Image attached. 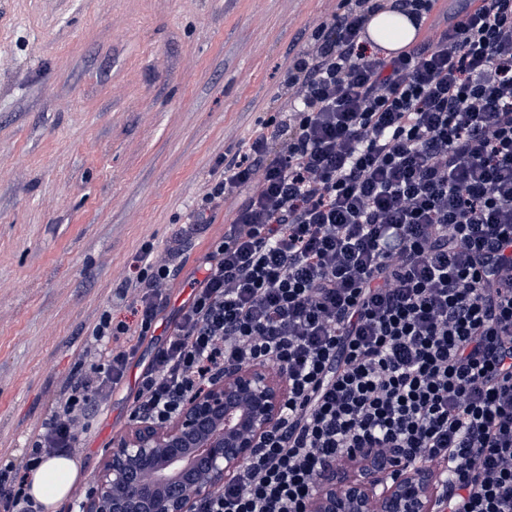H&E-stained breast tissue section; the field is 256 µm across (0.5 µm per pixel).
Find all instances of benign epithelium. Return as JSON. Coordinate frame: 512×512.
Returning a JSON list of instances; mask_svg holds the SVG:
<instances>
[{"instance_id":"obj_1","label":"benign epithelium","mask_w":512,"mask_h":512,"mask_svg":"<svg viewBox=\"0 0 512 512\" xmlns=\"http://www.w3.org/2000/svg\"><path fill=\"white\" fill-rule=\"evenodd\" d=\"M288 377L265 364L232 365L187 398L162 425L135 421L112 442L86 512H196L197 504L237 480L279 423ZM361 479L336 464L317 476L307 512H432L435 477L419 468L391 478L389 459L365 448Z\"/></svg>"}]
</instances>
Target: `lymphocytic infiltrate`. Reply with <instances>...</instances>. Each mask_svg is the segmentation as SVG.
<instances>
[{
  "instance_id": "lymphocytic-infiltrate-1",
  "label": "lymphocytic infiltrate",
  "mask_w": 512,
  "mask_h": 512,
  "mask_svg": "<svg viewBox=\"0 0 512 512\" xmlns=\"http://www.w3.org/2000/svg\"><path fill=\"white\" fill-rule=\"evenodd\" d=\"M436 2L341 0L314 28L283 104L218 159L176 244H143L136 325L99 317L25 467H0V512H43L29 469L89 430L155 332L181 241L236 196L131 410L165 423L232 363L287 374L263 452L198 512H306L325 462L363 448L431 469L438 512H512V0H464L433 41L373 45L387 4L418 29Z\"/></svg>"
}]
</instances>
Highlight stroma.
<instances>
[{"label": "stroma", "instance_id": "1", "mask_svg": "<svg viewBox=\"0 0 512 512\" xmlns=\"http://www.w3.org/2000/svg\"><path fill=\"white\" fill-rule=\"evenodd\" d=\"M340 0H0V459L21 462L144 242L165 249L219 156L280 98L295 49ZM239 205L188 245L165 338ZM142 344L69 450L90 487L130 424Z\"/></svg>", "mask_w": 512, "mask_h": 512}]
</instances>
